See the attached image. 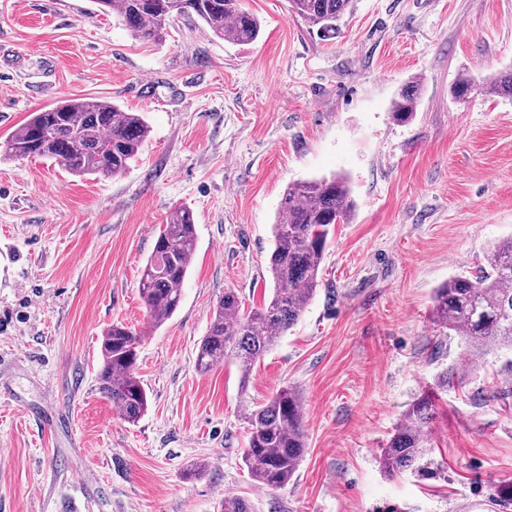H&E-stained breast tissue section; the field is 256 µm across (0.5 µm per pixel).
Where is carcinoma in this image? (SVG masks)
<instances>
[{
  "label": "carcinoma",
  "instance_id": "cac0c4a2",
  "mask_svg": "<svg viewBox=\"0 0 512 512\" xmlns=\"http://www.w3.org/2000/svg\"><path fill=\"white\" fill-rule=\"evenodd\" d=\"M353 0H290L295 13L322 34L336 32V23ZM118 16L133 36L161 44L167 27L178 18L205 23L213 34L237 45L255 42L259 20L240 0H97ZM480 88L512 98V71L477 82L460 76L451 88L464 100ZM419 85L404 87L391 106L392 119L407 123L414 115ZM150 130L137 112L99 99L66 98L36 111L5 143L15 158L37 156L55 160L78 176L111 177L124 172L139 153ZM355 202L347 178L341 175L307 179L288 186L272 224L273 249L268 273L272 296L262 306L245 311L233 288L224 289L197 353V367L207 373L227 360L239 368L246 390L254 364L300 319L319 286L318 273L331 229L347 224ZM196 221L187 207L174 210L147 258L139 282L140 296L153 327L164 325L183 299L196 249ZM433 313L448 335L461 340L463 361L476 364L502 351L512 353V237L491 249L490 269L454 275L435 289ZM142 337L122 323L101 336L99 389L128 422L148 409V394L137 374ZM249 436L242 460L254 485L276 490L288 485L306 452L301 398L283 387L266 402L243 401ZM433 417L432 402L422 394L402 414L400 424L381 451L382 467L390 474L413 466L427 448ZM220 512H253L249 499L228 495Z\"/></svg>",
  "mask_w": 512,
  "mask_h": 512
}]
</instances>
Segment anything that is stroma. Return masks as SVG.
Listing matches in <instances>:
<instances>
[{"label": "stroma", "instance_id": "35a3bbf8", "mask_svg": "<svg viewBox=\"0 0 512 512\" xmlns=\"http://www.w3.org/2000/svg\"><path fill=\"white\" fill-rule=\"evenodd\" d=\"M258 40L237 45L196 20L159 45L136 40L96 0H0V145L66 98L142 113L129 168L76 176L0 148V512H214L225 494L255 512H512V383L495 362L463 385L460 340L432 317L453 275L488 268L512 237V99L452 97L464 73L512 69V0H353L325 38L289 0H241ZM417 83L413 119L390 108ZM345 175L356 203L336 225L320 285L258 362L200 373L216 301L269 298L271 229L296 181ZM196 218L184 300L152 328L142 266L167 217ZM143 334L148 396L125 421L99 390L103 331ZM303 399L307 452L284 488L258 489L242 462L243 399L283 386ZM431 446L390 476L379 458L420 394Z\"/></svg>", "mask_w": 512, "mask_h": 512}]
</instances>
